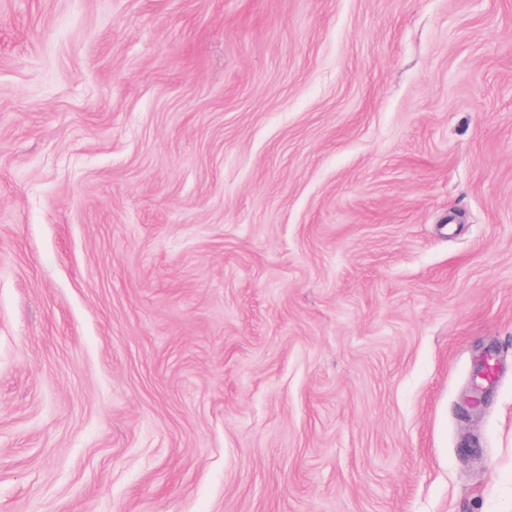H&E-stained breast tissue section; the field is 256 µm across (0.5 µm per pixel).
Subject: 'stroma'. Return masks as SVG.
Here are the masks:
<instances>
[{
    "mask_svg": "<svg viewBox=\"0 0 512 512\" xmlns=\"http://www.w3.org/2000/svg\"><path fill=\"white\" fill-rule=\"evenodd\" d=\"M0 512H512V0H0Z\"/></svg>",
    "mask_w": 512,
    "mask_h": 512,
    "instance_id": "obj_1",
    "label": "stroma"
}]
</instances>
